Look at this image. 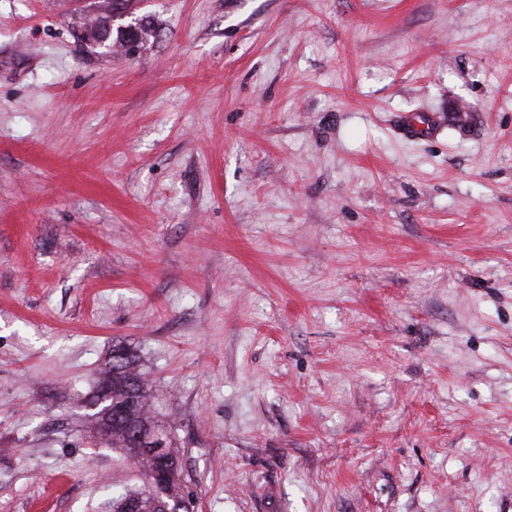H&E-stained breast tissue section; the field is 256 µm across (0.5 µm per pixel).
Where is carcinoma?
Listing matches in <instances>:
<instances>
[{
	"instance_id": "cac0c4a2",
	"label": "carcinoma",
	"mask_w": 512,
	"mask_h": 512,
	"mask_svg": "<svg viewBox=\"0 0 512 512\" xmlns=\"http://www.w3.org/2000/svg\"><path fill=\"white\" fill-rule=\"evenodd\" d=\"M131 9L132 0H107L105 12L84 24L81 40L87 45L97 47L104 42L123 45L132 40L137 48H142L152 32L148 17L135 16L124 24L114 25L117 18L131 14ZM120 353L123 356L122 363H112L108 376L99 383L93 399V405L97 406L93 417L96 419L102 443L126 453L130 448L132 429L139 428L149 433H160L167 443L171 458H179L171 424L152 414L154 391L138 370L136 359L123 349ZM133 391L137 392L136 408L122 417L111 413V408L125 404ZM183 483V471L179 467L172 470L164 482L153 490L148 487L141 491L116 490L112 493V512H117V507L131 498L141 500L142 512H157L161 502L170 505L177 512H192L193 502L185 497Z\"/></svg>"
}]
</instances>
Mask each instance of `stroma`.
Instances as JSON below:
<instances>
[{
    "mask_svg": "<svg viewBox=\"0 0 512 512\" xmlns=\"http://www.w3.org/2000/svg\"><path fill=\"white\" fill-rule=\"evenodd\" d=\"M78 6L0 0V512L143 488L117 345L194 512H512V0ZM106 2L105 12L98 14L82 27L81 40L86 45L97 47L104 42L119 43L123 46L132 40L137 44L138 50L141 49L152 32L148 16L133 17L132 14L135 12L131 11L132 0H107ZM118 11L121 13L118 14ZM129 14L130 21L114 28L117 17L122 19L121 17ZM115 352L122 354L123 361L121 364L115 362L113 357ZM113 354L108 376L99 383L92 401V406H97V411L93 414V417L96 419L102 443L122 450L128 459L129 448L133 461L142 453H150L155 458L156 465L148 472L147 476L149 484L155 487L166 476L172 462L167 456L163 441L159 437L148 439L144 434L138 433L130 444L132 429L139 428L146 433L159 432L167 443L166 448H168L171 459H180L177 442L172 433V426L166 419H160L152 414L151 406L156 397L154 391L147 385L142 373L138 370L139 365L136 359L123 349L114 350ZM104 388H107L110 394V399L107 402H101V393ZM132 391L138 393L137 402L135 399L128 401ZM123 404L125 405L120 410L125 412L134 409L135 404L136 408L130 414L122 417H117L114 413L110 414L111 405L113 409ZM183 483V471L182 466H180L172 470L164 482L153 491L148 485L141 491H113L112 512H119L116 510L117 507L126 499L131 498L141 500V512H157L160 502L169 504L170 509H176V512H192L194 505L190 499L185 497L182 488Z\"/></svg>",
    "mask_w": 512,
    "mask_h": 512,
    "instance_id": "stroma-1",
    "label": "stroma"
}]
</instances>
